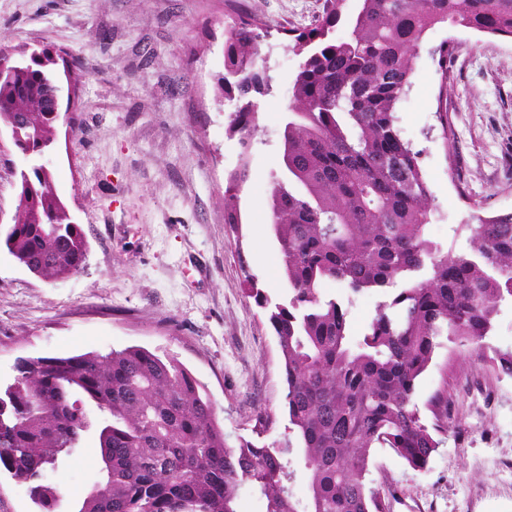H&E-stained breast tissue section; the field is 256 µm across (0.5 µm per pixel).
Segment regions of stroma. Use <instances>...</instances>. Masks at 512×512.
Returning a JSON list of instances; mask_svg holds the SVG:
<instances>
[{"mask_svg": "<svg viewBox=\"0 0 512 512\" xmlns=\"http://www.w3.org/2000/svg\"><path fill=\"white\" fill-rule=\"evenodd\" d=\"M324 0H0V38L49 47L56 75L76 65L73 98H61L75 130L59 125L51 170L59 196L88 241L85 266L48 281L0 250V386L18 358L141 346L176 357L204 385L231 441L268 444L288 421L276 340L241 285L253 275L274 302L287 298L266 223L269 178L299 59L273 40V91L261 101L263 134L241 195L243 222H224V178L239 162L226 132L224 21L257 14L271 27L305 28ZM449 42L442 75L432 55ZM447 121H440V113ZM421 153L436 207L433 238L470 253L477 216L512 211V41L447 24L430 29L397 112ZM21 155L0 127V222L18 205ZM482 347L445 340L422 376L418 403L448 375L449 433L426 469L392 449L372 453L369 478L388 512H512V376L493 369L512 347V300L501 303ZM273 417L265 433L257 414ZM48 479L66 493L59 512L98 478L87 436Z\"/></svg>", "mask_w": 512, "mask_h": 512, "instance_id": "stroma-1", "label": "stroma"}]
</instances>
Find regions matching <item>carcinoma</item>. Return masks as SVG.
<instances>
[{"instance_id":"carcinoma-1","label":"carcinoma","mask_w":512,"mask_h":512,"mask_svg":"<svg viewBox=\"0 0 512 512\" xmlns=\"http://www.w3.org/2000/svg\"><path fill=\"white\" fill-rule=\"evenodd\" d=\"M346 2L325 0L310 26L281 29L301 60L266 214L288 302L272 305L252 277L242 282L276 339L288 431L267 445H229L192 374L144 348L21 358L0 390V471L27 485L38 512H57L62 497L43 474L63 467L91 430L100 480L75 512H240L244 493L263 502L262 512H385L368 480L373 449L390 448L422 471L448 438V369L426 403L430 425L418 382L443 337L481 345L499 303L512 298V212L466 225L471 257L434 241V198L396 113L427 30L449 23L512 39V0H355L349 13ZM270 36L252 13L224 30L218 84L234 102L228 132L240 148L225 178L232 227L242 223L259 98L272 87L262 57ZM10 53L0 126L16 133L29 183L14 223L0 225V246L31 273L64 280L83 269L87 240L39 164L55 140L54 59L46 48ZM398 280L404 288L353 335L354 298ZM329 283L346 300L325 297ZM490 362L512 375V348ZM294 453L305 468L304 501L292 490Z\"/></svg>"}]
</instances>
